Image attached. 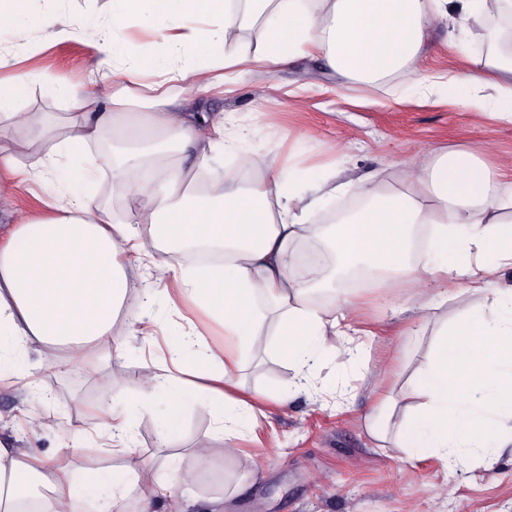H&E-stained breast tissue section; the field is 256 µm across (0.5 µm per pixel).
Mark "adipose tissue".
I'll use <instances>...</instances> for the list:
<instances>
[{
    "label": "adipose tissue",
    "instance_id": "1",
    "mask_svg": "<svg viewBox=\"0 0 512 512\" xmlns=\"http://www.w3.org/2000/svg\"><path fill=\"white\" fill-rule=\"evenodd\" d=\"M111 2L110 18L95 31V66L120 63L124 86L109 96L61 88L71 111L66 129L46 127L0 149V168H18L37 142L43 154L32 179L63 182L68 175L61 157L112 138L126 147L111 165L112 179L137 199V221L150 240L133 239L125 224L99 213L85 198L48 194L50 216L18 220L0 245V347L8 353L60 348L74 361L120 344L123 336L115 326L128 301L121 257L152 247L162 252L161 266L177 293L221 319L235 348L272 349L294 366L296 391H309L332 338L343 339L344 357L361 350L352 341L351 323L326 319L312 303L311 290L324 285L321 271L304 279L293 273L300 240L315 236L328 240L344 268L417 289L423 308H440L461 292L490 300L460 311L434 334L414 374L415 403L402 408L393 397L378 400L366 424L377 446L455 464L512 445V425L502 420L512 409V293L503 294L496 279L500 268L512 267V218L502 216L512 211V173L497 172L470 148L442 151L400 175L399 188L361 181L365 208L348 221L321 227L309 222L324 187L315 177L309 189H298L286 185L282 170L273 167L246 190L236 172L228 171L223 180L195 190L199 169L216 151H241L244 135L192 111L189 101L169 88L181 81L202 92L227 91L243 69L273 72L302 57L340 77L374 82L417 69L432 35L456 18L466 31H483L489 51L482 66L466 75L430 74L424 85L442 88L452 99L468 96L475 86L487 88L489 112L512 123V44H504L490 27L491 21L512 17V0H319L316 11L305 0H248L238 16L233 0ZM189 17L199 19L200 27H187ZM251 23L265 38L249 53L239 48L238 30ZM134 26L154 27L176 66L128 54L123 33ZM214 44L225 48L214 65L181 59L190 47ZM169 144L178 150L172 159L160 152ZM425 224L431 228L428 248L412 257V232ZM187 243L226 247L232 254L219 266L186 268L178 249ZM432 281L438 292L430 291ZM260 298L276 316L278 339L272 346L260 331L266 315L257 309ZM185 342L190 356L174 358L172 369L146 381L150 397L167 407V441L177 440L183 410L198 404L210 408L224 432L243 427L253 406L232 396L226 363L199 338ZM189 367L208 376L209 384L184 379ZM34 477L45 489L34 512H72L74 501L87 496L103 499L107 512H114L132 489L170 494L187 480L170 467L91 470L77 482L58 458L0 444V512H21Z\"/></svg>",
    "mask_w": 512,
    "mask_h": 512
}]
</instances>
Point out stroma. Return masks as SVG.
<instances>
[{
  "instance_id": "35a3bbf8",
  "label": "stroma",
  "mask_w": 512,
  "mask_h": 512,
  "mask_svg": "<svg viewBox=\"0 0 512 512\" xmlns=\"http://www.w3.org/2000/svg\"><path fill=\"white\" fill-rule=\"evenodd\" d=\"M52 6L66 17L69 37L48 44L32 19L0 29V86L14 91V111L33 112L62 127L71 114L58 86L112 92L111 69H90L97 55L92 34L108 19L110 2L53 0ZM487 51L479 34L453 42L442 28L421 70L473 72ZM21 67L42 72L44 84L17 87L13 77ZM414 79L401 72L380 83L345 82L305 57L275 73L244 72L230 93L200 94L180 82L171 91L191 99L196 111L250 128L245 153L260 177L269 164L297 163L330 186L372 176L392 186L401 169L463 146L480 148L497 169L512 171V124L473 102L446 101L438 91L410 95ZM91 194L101 212L134 224L138 202L113 185L110 169L100 171ZM0 195L7 203L0 209L1 235L19 218L45 215V190L4 170ZM123 261L131 292L153 298L125 315L151 320V335L130 333L120 348L81 362L61 364L53 352L28 351L0 363L1 443L60 454L77 478L89 468L156 469L168 459L191 471L196 462L190 449H209L205 481L183 488L193 500L191 512H212L217 498L224 501L222 512H512V445L492 461L451 470L435 457L415 459L400 448L376 447L365 427L375 398H406L408 378L433 331L477 305V297L463 294L431 311L418 309L410 289L396 280L350 290V318L368 332L354 364L339 371L327 366L316 391L282 405L278 399L294 375L292 367L269 350L237 352L239 393L262 394L246 433L224 439L210 410L197 405L183 414L180 440L167 446L161 438L165 406L148 401L145 381L170 367V349L189 330L223 356L224 327L202 309L167 300L170 282L149 260L127 255ZM346 387L356 396L343 403L339 393ZM104 407L130 415V454L109 453ZM230 444L235 453H227Z\"/></svg>"
}]
</instances>
